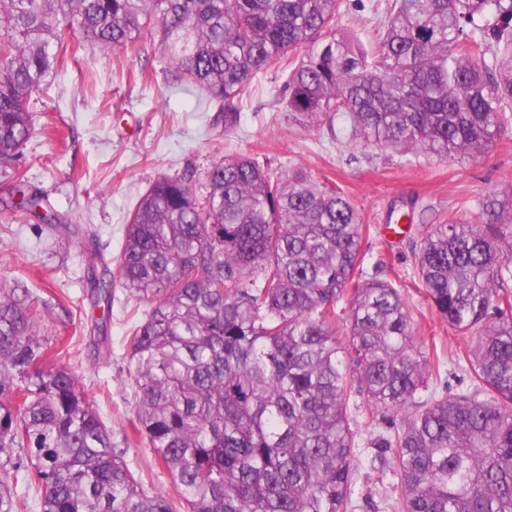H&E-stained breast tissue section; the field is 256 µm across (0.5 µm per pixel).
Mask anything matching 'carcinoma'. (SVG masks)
Here are the masks:
<instances>
[{
	"instance_id": "cac0c4a2",
	"label": "carcinoma",
	"mask_w": 512,
	"mask_h": 512,
	"mask_svg": "<svg viewBox=\"0 0 512 512\" xmlns=\"http://www.w3.org/2000/svg\"><path fill=\"white\" fill-rule=\"evenodd\" d=\"M340 0H0V160L34 134L32 107L80 37L104 53L145 33L169 87L204 91L237 124L254 76L289 54L288 111L310 128L397 152L485 153L512 123V0H391L375 49L334 34ZM13 218L41 195L14 172ZM512 211L427 224L424 295L470 336L474 390L429 396L433 369L401 290L364 267L350 199L246 156L161 176L126 225L118 279L150 310L126 337L137 433L179 503L150 496L78 378L38 335L48 308L0 289V512H352L357 394L374 445L392 448L399 512H512ZM90 300L112 310V271L85 234ZM349 303L336 336L334 305ZM54 354H49V350ZM397 417L394 431L379 418Z\"/></svg>"
}]
</instances>
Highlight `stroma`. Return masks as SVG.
Masks as SVG:
<instances>
[{"label":"stroma","instance_id":"obj_1","mask_svg":"<svg viewBox=\"0 0 512 512\" xmlns=\"http://www.w3.org/2000/svg\"><path fill=\"white\" fill-rule=\"evenodd\" d=\"M387 6L388 0H341L336 35L355 36L374 47L375 22ZM153 50L145 37L120 53L85 48L67 56L49 78L42 110L33 115L35 127H49L50 134L34 135L11 161L0 162V201L9 197L11 173H25L62 223L74 218L95 234L100 255L112 265L131 213L158 176L187 174L199 186L214 164L236 155L278 173L303 168L344 192L360 213L367 263L384 261L386 277L401 288L414 328L426 341L429 360L440 365L435 394L471 392L469 345L437 317L413 275L414 248L424 230L418 216L425 211L443 224L476 213L485 195L512 194V125L485 154L448 159L350 141L340 130H313L286 110L295 61L290 55L253 78L241 100L240 119L228 129L223 113L201 91H174L161 73L143 74L145 56ZM84 275L73 239L37 220L12 223L0 215V286L30 289L51 306L40 325L42 336L51 346L68 343L62 366L79 378L89 403L111 428L113 442L126 446L125 460L149 494L174 496L166 467L132 430L136 399L125 338L149 305L115 285L112 359L94 364L88 357L93 331ZM355 454V512H388V503L400 493L397 477L379 465L368 434L358 436Z\"/></svg>","mask_w":512,"mask_h":512}]
</instances>
